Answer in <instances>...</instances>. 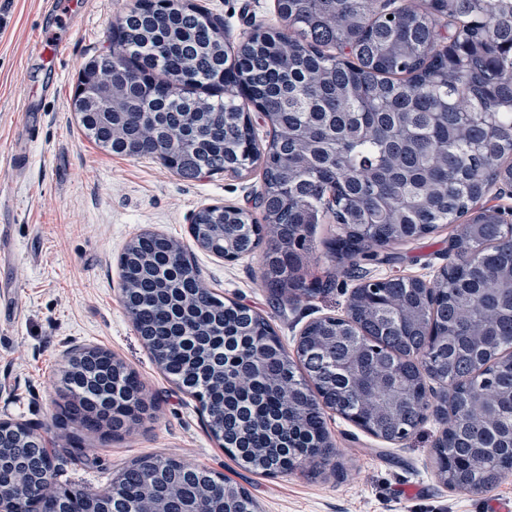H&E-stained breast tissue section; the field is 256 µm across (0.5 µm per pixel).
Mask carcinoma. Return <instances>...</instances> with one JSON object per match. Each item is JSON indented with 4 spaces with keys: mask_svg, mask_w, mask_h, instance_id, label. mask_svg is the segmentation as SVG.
<instances>
[{
    "mask_svg": "<svg viewBox=\"0 0 512 512\" xmlns=\"http://www.w3.org/2000/svg\"><path fill=\"white\" fill-rule=\"evenodd\" d=\"M288 30H267L229 53L224 20L182 0H134L111 23L105 56L85 75L108 87L74 98L84 133L130 158L175 153L182 178L247 171L255 163L246 96L273 130L262 172L263 223L238 209H200L194 237L241 253L264 248L262 280L281 298L304 287L308 236L331 220L368 239L336 258L346 271L384 247L457 225L446 276L429 287L407 279L360 283L353 321L325 317L288 355L269 322L204 286L181 243L137 235L120 257L126 309L152 360L185 390L205 389L206 425L246 469L283 473L331 454L325 390L338 414L363 416L395 443L433 412L452 432L435 448L449 488L493 487L512 473V242L495 222L459 223L471 200L512 176V0H426L384 13L375 0H278ZM453 27L448 37L439 18ZM432 379L440 390L429 393ZM55 422L75 426L64 451H85L83 433L115 435L153 408L135 372L97 347L70 353ZM41 435L0 436L11 467L0 500L42 512H247L246 491L224 475L152 454L102 494L49 493Z\"/></svg>",
    "mask_w": 512,
    "mask_h": 512,
    "instance_id": "obj_1",
    "label": "carcinoma"
}]
</instances>
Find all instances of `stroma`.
I'll return each mask as SVG.
<instances>
[{
	"label": "stroma",
	"instance_id": "35a3bbf8",
	"mask_svg": "<svg viewBox=\"0 0 512 512\" xmlns=\"http://www.w3.org/2000/svg\"><path fill=\"white\" fill-rule=\"evenodd\" d=\"M132 0H83L67 41L52 60L33 54L45 38L43 0H0V418L36 428L47 448L63 446L53 418L63 401L60 374L80 346L112 352L134 370L155 407L130 433H88V457L69 460L51 486L106 489L122 468L151 454L224 474L244 487L258 512H493L512 498V475L485 491L449 489L437 474L434 449L443 431L428 415L407 439L389 443L334 412H326L328 463L266 476L238 466L211 436L196 398L157 367L129 317L119 258L150 230L186 245L204 285L222 299L264 316L287 351L301 330L343 316L357 278L343 273L331 251L337 224L315 225L303 271L306 285L331 282L326 294L281 299L261 278L262 254L227 263L196 246L194 212L232 205L262 219V171L183 179L156 158L113 154L87 138L73 111L78 78L109 46V25ZM223 18L230 44L255 28H283L275 0H196ZM37 103L38 132L20 128L22 100ZM27 156L22 168L13 152ZM454 226L382 248V263L361 262L368 277L433 280L448 262Z\"/></svg>",
	"mask_w": 512,
	"mask_h": 512
}]
</instances>
